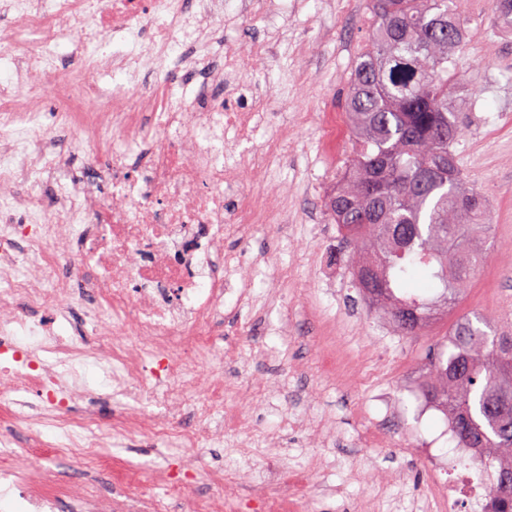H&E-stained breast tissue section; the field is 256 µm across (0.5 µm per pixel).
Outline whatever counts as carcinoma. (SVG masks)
<instances>
[{"label":"carcinoma","instance_id":"obj_1","mask_svg":"<svg viewBox=\"0 0 512 512\" xmlns=\"http://www.w3.org/2000/svg\"><path fill=\"white\" fill-rule=\"evenodd\" d=\"M465 0H370L374 26L349 80L356 148L328 197L351 244L363 297L401 336H418L470 288L489 238L483 194L466 185L451 147ZM453 351L445 354L447 346ZM457 447L486 449L495 512H512V332L484 315L450 324L421 369Z\"/></svg>","mask_w":512,"mask_h":512}]
</instances>
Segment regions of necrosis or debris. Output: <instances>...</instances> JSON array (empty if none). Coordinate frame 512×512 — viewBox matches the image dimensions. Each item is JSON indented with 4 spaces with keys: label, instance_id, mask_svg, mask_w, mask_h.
<instances>
[{
    "label": "necrosis or debris",
    "instance_id": "1",
    "mask_svg": "<svg viewBox=\"0 0 512 512\" xmlns=\"http://www.w3.org/2000/svg\"><path fill=\"white\" fill-rule=\"evenodd\" d=\"M0 4L13 16L0 33V62L12 66L0 81V486L24 512H57L63 501L72 512H170L174 501L219 512L168 478L137 488L108 445L146 435L164 448H202L241 422L224 406L223 380L202 382L198 363L213 352L225 294L250 300L225 241L288 218L287 193L257 200L241 190L247 173L288 154L284 128L251 146L270 110L251 65L268 59L270 44L225 46L192 90L161 80L142 89L146 72L193 64L205 31L223 27L225 0ZM63 39L67 70L56 62ZM110 72L126 73L125 86L105 90ZM47 106L93 149L82 174L40 122ZM117 135L145 148L143 163L113 148ZM76 306L79 335L60 334ZM92 360L132 401L104 424L94 391L78 382ZM79 398L88 406L76 415ZM22 439L42 460L36 470L24 467ZM427 461L440 478L439 512H490L481 478L450 459ZM62 463L76 466L79 484L61 478Z\"/></svg>",
    "mask_w": 512,
    "mask_h": 512
}]
</instances>
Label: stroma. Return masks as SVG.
<instances>
[{
	"instance_id": "1",
	"label": "stroma",
	"mask_w": 512,
	"mask_h": 512,
	"mask_svg": "<svg viewBox=\"0 0 512 512\" xmlns=\"http://www.w3.org/2000/svg\"><path fill=\"white\" fill-rule=\"evenodd\" d=\"M278 20L272 54L258 67L278 127L296 113L311 118L291 132L287 159L247 175L244 190L262 198L288 191V221L255 226L248 239L225 242L242 257L257 317L224 301L225 361L200 365L223 377L225 408L242 406L240 427L226 428L214 448L157 449L142 436L114 448L143 476L183 471L194 494L219 496L222 512H251L259 471L305 472L304 496L281 486L290 512H426L429 467L421 451L453 455L443 412H419L420 372L440 319L418 338L396 335L359 292L347 250L326 209L327 196L352 158L343 115L347 81L371 32L367 0H301ZM470 21L451 65L463 131L452 149L469 186L488 202L490 240L481 269L455 313H481L512 324V35L489 0H468ZM306 54H298V46ZM273 248L288 282L270 293L265 266L252 258ZM246 332H237L238 321ZM228 473L229 488L208 481Z\"/></svg>"
}]
</instances>
